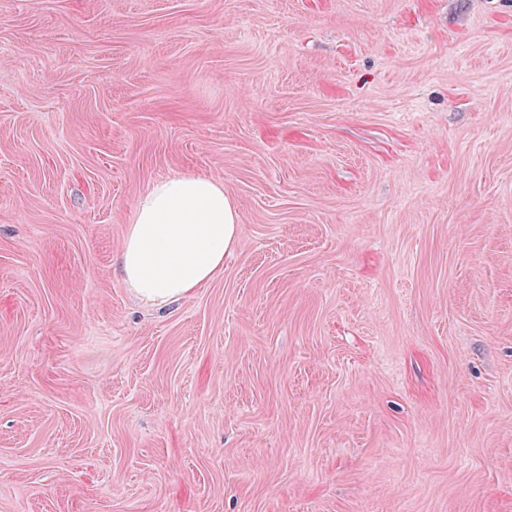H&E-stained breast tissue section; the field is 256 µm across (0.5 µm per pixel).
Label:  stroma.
Returning a JSON list of instances; mask_svg holds the SVG:
<instances>
[{"label":"stroma","instance_id":"obj_1","mask_svg":"<svg viewBox=\"0 0 512 512\" xmlns=\"http://www.w3.org/2000/svg\"><path fill=\"white\" fill-rule=\"evenodd\" d=\"M0 512H512V0H0ZM239 223L222 182L191 174L155 181L125 224L117 257L125 288L158 311L186 299L224 272Z\"/></svg>","mask_w":512,"mask_h":512}]
</instances>
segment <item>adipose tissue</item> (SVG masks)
Listing matches in <instances>:
<instances>
[{
  "mask_svg": "<svg viewBox=\"0 0 512 512\" xmlns=\"http://www.w3.org/2000/svg\"><path fill=\"white\" fill-rule=\"evenodd\" d=\"M239 236V213L222 182L175 174L152 183L126 225L117 263L139 302L165 310L210 284Z\"/></svg>",
  "mask_w": 512,
  "mask_h": 512,
  "instance_id": "ef3b65f1",
  "label": "adipose tissue"
}]
</instances>
